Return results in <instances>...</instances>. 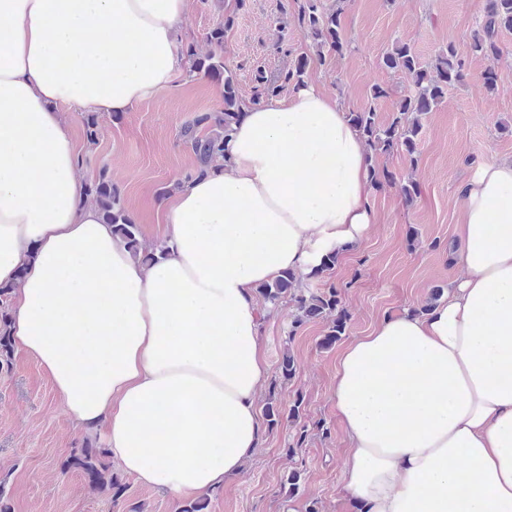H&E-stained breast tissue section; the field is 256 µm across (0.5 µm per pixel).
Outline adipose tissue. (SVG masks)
I'll return each mask as SVG.
<instances>
[{"label":"adipose tissue","mask_w":512,"mask_h":512,"mask_svg":"<svg viewBox=\"0 0 512 512\" xmlns=\"http://www.w3.org/2000/svg\"><path fill=\"white\" fill-rule=\"evenodd\" d=\"M189 0H0V284L13 346L76 427L173 497L223 489L259 448L269 379L258 290L357 246L364 139L323 85L243 107L226 151L164 208L165 256L135 258L78 176L72 114L169 88ZM462 276L429 311L342 351L332 399L356 512H512V160L460 189Z\"/></svg>","instance_id":"obj_1"}]
</instances>
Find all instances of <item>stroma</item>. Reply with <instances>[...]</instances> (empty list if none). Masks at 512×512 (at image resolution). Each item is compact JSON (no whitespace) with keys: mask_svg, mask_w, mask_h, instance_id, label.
I'll return each instance as SVG.
<instances>
[{"mask_svg":"<svg viewBox=\"0 0 512 512\" xmlns=\"http://www.w3.org/2000/svg\"><path fill=\"white\" fill-rule=\"evenodd\" d=\"M324 8H341V26L351 48L342 55L317 54L299 21L301 0H193L185 18L180 47L204 58L221 53L232 71L241 105L256 102L254 76L268 80L308 57L306 79L324 85L351 111L375 107L389 121L397 102L413 87L412 76L380 65L382 55L401 41L412 46L424 63L441 48L455 46L464 64V79L449 87L442 103L422 119L415 157L397 153L377 156L379 167L396 175L372 191L376 217L358 246L340 257L324 281L335 283L350 315L347 338L372 331L385 314L427 304L436 287L459 272L456 226L461 216L459 189L477 166L493 157L512 158V32H503L499 57L473 55L474 30L488 0H321ZM234 16L223 45L210 31ZM497 74L496 90H488L483 74ZM217 80L194 71L179 75L174 87L155 93L130 111L98 118L96 144H88L80 115L69 132L81 156V174L92 181L107 172L124 202L137 205L134 217L143 240L160 245L156 224L159 203L174 196L182 177L197 158L182 131L202 112L223 106L216 97ZM388 97L373 96L375 87ZM413 179L420 188L406 203L400 183ZM291 303L271 312L263 324L270 367L282 353L293 355L297 372L281 381L271 374L275 390H262L260 404L276 397L281 404L301 398V418H284L267 427L254 457L223 489L208 493L207 512H353L340 487L347 452L342 424L332 401L336 363L342 344L320 346L325 321L291 328ZM306 438H299V431ZM103 447L101 434L74 427L48 377L37 361L13 350L9 365L0 366V500L10 512H127L140 503L145 512H178L180 503L119 474L125 492L120 499L90 486L77 470L61 463L72 449L85 444ZM296 454H289V446ZM299 469V491L286 495L282 483Z\"/></svg>","mask_w":512,"mask_h":512,"instance_id":"stroma-1","label":"stroma"}]
</instances>
